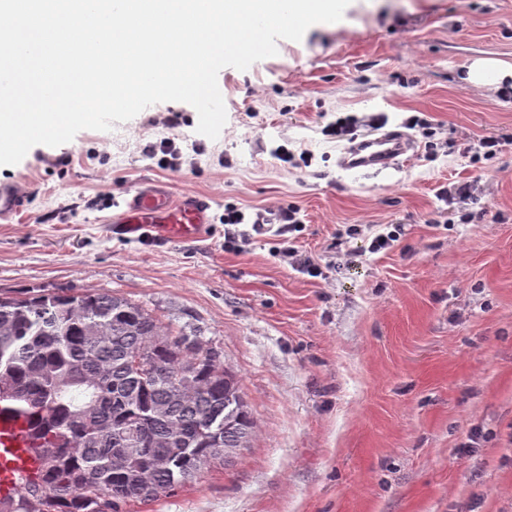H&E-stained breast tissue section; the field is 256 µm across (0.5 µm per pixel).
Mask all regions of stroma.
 Segmentation results:
<instances>
[{
    "label": "stroma",
    "mask_w": 512,
    "mask_h": 512,
    "mask_svg": "<svg viewBox=\"0 0 512 512\" xmlns=\"http://www.w3.org/2000/svg\"><path fill=\"white\" fill-rule=\"evenodd\" d=\"M277 48L220 71L217 139L191 105L163 102L0 166L28 192L26 213L0 223V295L109 290L199 329L237 377L248 448L124 512H512V91L467 79L478 60L512 67V0H351L337 25ZM341 118L407 131L416 150L342 169L346 141L328 131ZM488 135L492 156L478 150ZM164 138L180 170L145 157ZM148 179L242 212L234 249L220 223L200 242L108 238ZM464 182L482 206L470 224L437 197ZM291 207L299 230L254 231ZM353 224L402 234L371 254ZM288 238L318 276L282 257Z\"/></svg>",
    "instance_id": "35a3bbf8"
}]
</instances>
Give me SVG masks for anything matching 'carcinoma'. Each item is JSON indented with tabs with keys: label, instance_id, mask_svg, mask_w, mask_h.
<instances>
[{
	"label": "carcinoma",
	"instance_id": "obj_1",
	"mask_svg": "<svg viewBox=\"0 0 512 512\" xmlns=\"http://www.w3.org/2000/svg\"><path fill=\"white\" fill-rule=\"evenodd\" d=\"M0 407L25 417L41 462L0 512H122L225 464L212 436L242 448L255 428L221 351L104 290L0 296Z\"/></svg>",
	"mask_w": 512,
	"mask_h": 512
}]
</instances>
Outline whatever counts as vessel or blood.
<instances>
[{
  "label": "vessel or blood",
  "instance_id": "1",
  "mask_svg": "<svg viewBox=\"0 0 512 512\" xmlns=\"http://www.w3.org/2000/svg\"><path fill=\"white\" fill-rule=\"evenodd\" d=\"M412 141L398 132L357 136L344 148L339 163L346 169L381 171L413 151ZM26 193L15 183H0V222L23 212ZM214 221L212 204L194 192L174 194L167 183L145 181L129 191L113 213L106 233L123 239L202 240ZM39 460L23 417L0 411V494L15 491L22 477L35 474Z\"/></svg>",
  "mask_w": 512,
  "mask_h": 512
}]
</instances>
